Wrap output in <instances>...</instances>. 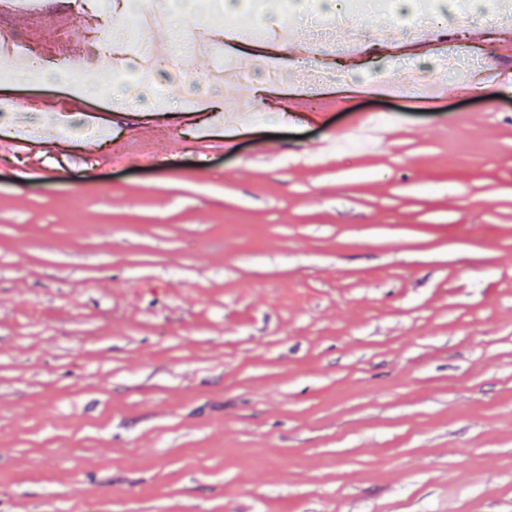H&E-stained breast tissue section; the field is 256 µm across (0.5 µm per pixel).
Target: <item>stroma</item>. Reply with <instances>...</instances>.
<instances>
[{
  "instance_id": "35a3bbf8",
  "label": "stroma",
  "mask_w": 512,
  "mask_h": 512,
  "mask_svg": "<svg viewBox=\"0 0 512 512\" xmlns=\"http://www.w3.org/2000/svg\"><path fill=\"white\" fill-rule=\"evenodd\" d=\"M0 14L60 47L79 0ZM365 8L360 86L249 93L201 124L214 56L65 87L0 122V512H512V29ZM429 90L388 96L397 53ZM468 30L485 93L436 71ZM79 194L72 216L65 205Z\"/></svg>"
}]
</instances>
